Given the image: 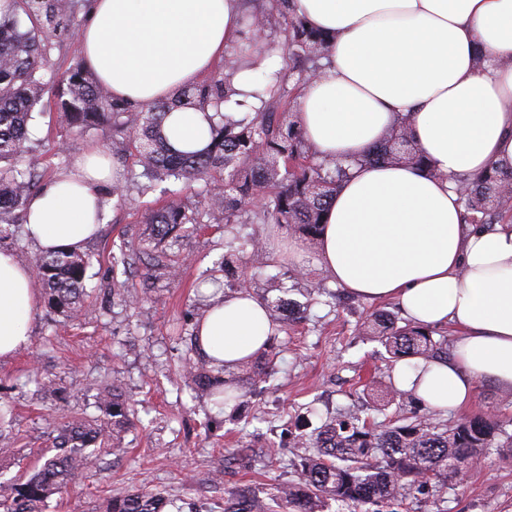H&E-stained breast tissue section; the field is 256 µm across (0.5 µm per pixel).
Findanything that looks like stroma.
Masks as SVG:
<instances>
[{
	"label": "stroma",
	"instance_id": "35a3bbf8",
	"mask_svg": "<svg viewBox=\"0 0 512 512\" xmlns=\"http://www.w3.org/2000/svg\"><path fill=\"white\" fill-rule=\"evenodd\" d=\"M81 61L72 35L58 39L45 56L48 89L29 128L31 159L47 180L65 170L74 153L96 144L119 163L125 179L107 189V221L83 248L90 265L79 314L66 321L40 305L29 345L0 359V416L12 426L15 453L0 463V499L51 448L52 420L98 416L99 402L116 381L134 410L132 425L117 450L103 453L75 491L49 499L44 512H105L110 495L144 483L164 492L169 512H224L225 499L242 488L264 500L269 512H279L276 487L295 477L282 436L310 435L359 404L366 382L394 378L396 364L362 335L361 324L373 311L395 305L341 292L320 296L302 321L280 333L275 369L242 414L195 392L183 366L195 357L188 337L195 314L208 305L202 291L220 277L225 254L248 229L218 218L180 236L170 251L177 269L170 279L148 281L113 263L123 242L147 238V219L167 194L160 184L141 191L133 180L140 167L131 142L107 127L77 135L62 119L55 105L58 83ZM35 376L51 379L52 392H37ZM474 416L495 417L512 434V404L488 382H477L466 407L439 418L453 424ZM399 512H512V465L489 455L456 484L432 485Z\"/></svg>",
	"mask_w": 512,
	"mask_h": 512
}]
</instances>
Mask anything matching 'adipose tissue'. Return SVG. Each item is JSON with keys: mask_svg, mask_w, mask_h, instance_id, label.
I'll use <instances>...</instances> for the list:
<instances>
[{"mask_svg": "<svg viewBox=\"0 0 512 512\" xmlns=\"http://www.w3.org/2000/svg\"><path fill=\"white\" fill-rule=\"evenodd\" d=\"M307 28L327 34L328 64L302 90L298 125L322 157L350 162L317 247L297 237L267 248L289 265L316 261L351 295L397 303L412 324L453 325L445 360L401 366L397 386L457 410L476 381L512 390V224L466 228L461 184L512 168V0H293ZM241 37L240 0H92L77 38L85 66L137 107L198 83ZM432 172L363 162L398 117ZM164 134L204 150L208 121L172 110ZM107 152L76 153L29 198L25 229L43 250H77L105 222L104 190L119 185ZM39 291L30 269L0 251V359L30 340ZM274 328L260 299L217 301L200 326L203 355L231 367Z\"/></svg>", "mask_w": 512, "mask_h": 512, "instance_id": "ef3b65f1", "label": "adipose tissue"}]
</instances>
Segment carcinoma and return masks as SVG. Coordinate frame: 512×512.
Here are the masks:
<instances>
[{"label": "carcinoma", "mask_w": 512, "mask_h": 512, "mask_svg": "<svg viewBox=\"0 0 512 512\" xmlns=\"http://www.w3.org/2000/svg\"><path fill=\"white\" fill-rule=\"evenodd\" d=\"M291 0H267L264 14L283 19V50L295 62L312 63L324 56L326 38L307 29L290 8ZM77 0H12L0 15V234L23 220L25 205L36 188V168L24 162L29 154L28 125L33 109L41 101L46 82L40 60L53 36L73 31ZM262 54L258 42L248 38L224 61L223 71L210 82L185 87L173 98L138 110L112 98L110 90L84 67L66 72L57 94V106L67 124L79 133L112 127L129 138L142 171L136 177L149 182H191L214 171L227 173L224 184L209 189L206 213L221 214L226 224H250L252 232L240 239L236 253L224 257V286L238 291L255 290L264 302L272 323L286 329L296 315L283 318L285 298L279 278H270L254 289L244 279L239 262L247 249L261 247L266 226L275 224L302 234L315 243L322 232L323 215L329 201L347 177L350 162L315 160L297 125L294 106L282 85L275 83L231 99L237 94L233 79ZM261 101L255 116L229 115L244 99ZM191 106L214 111L211 140L201 152L173 150L164 135L166 115L178 107ZM366 163H404L432 171L424 155L407 139L405 121L395 123L386 139L363 155ZM512 170L493 167L466 183L464 222L495 224L512 210ZM149 218L151 234L141 241L134 257L142 262L151 279L172 273L166 246L173 229L184 224L200 228L202 213L188 211L179 196ZM31 265L46 291L49 308L65 320L81 308L86 293L88 259L76 250L59 249L32 256ZM363 334L379 342L391 358H446L448 339L433 338V330L398 319L386 310L375 311L365 320ZM273 359L236 365L238 377L254 385L270 377ZM189 376L214 404L241 406L245 394L224 371L203 360L189 366ZM363 395L378 411L395 401L417 404L409 394L394 387L364 386ZM93 419L74 416L57 428L54 454L41 456L34 474L13 486L12 495L0 499L3 512H41L53 495L68 493L83 473L96 463V445L131 425L128 402L112 387ZM437 411L415 410L383 429H377L356 412H347L322 427L309 439L292 441L299 458L297 479L278 488L280 512H326L331 501L347 503L357 512H372L422 492L436 480L446 486L472 467L476 460L497 451L504 465L512 463V435L503 436L501 425L490 417L465 418L451 426L436 421ZM505 440H499V437ZM168 504L162 494L147 486L108 500L107 512H163ZM224 512H266L262 501L240 492L224 502Z\"/></svg>", "instance_id": "obj_1"}]
</instances>
